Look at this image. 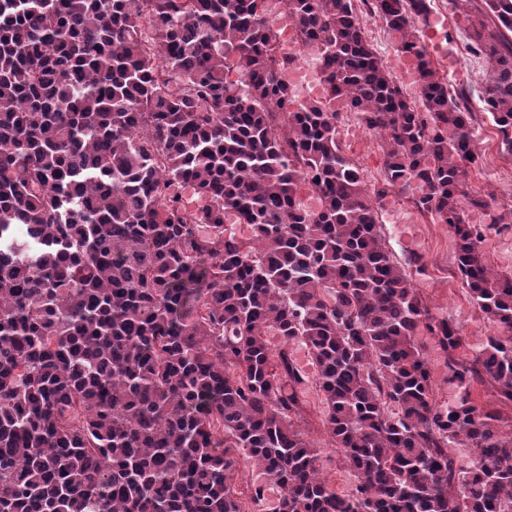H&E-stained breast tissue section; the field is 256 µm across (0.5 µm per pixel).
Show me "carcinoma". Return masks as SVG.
<instances>
[{
	"instance_id": "1",
	"label": "carcinoma",
	"mask_w": 512,
	"mask_h": 512,
	"mask_svg": "<svg viewBox=\"0 0 512 512\" xmlns=\"http://www.w3.org/2000/svg\"><path fill=\"white\" fill-rule=\"evenodd\" d=\"M263 2L0 0V512H248L266 486L236 490L240 449L281 489L278 512H512V438L470 391L512 402V274L484 264L466 211L488 208L466 191L470 92H448L420 43L429 4L361 0L416 59L418 107L352 0H285L324 99L384 140L370 193L336 109L293 107ZM457 2L512 155V0ZM416 190L500 329L469 358L378 230L381 200ZM421 329L457 389L443 404ZM294 341L345 496L294 426ZM461 441L467 462L448 453Z\"/></svg>"
}]
</instances>
